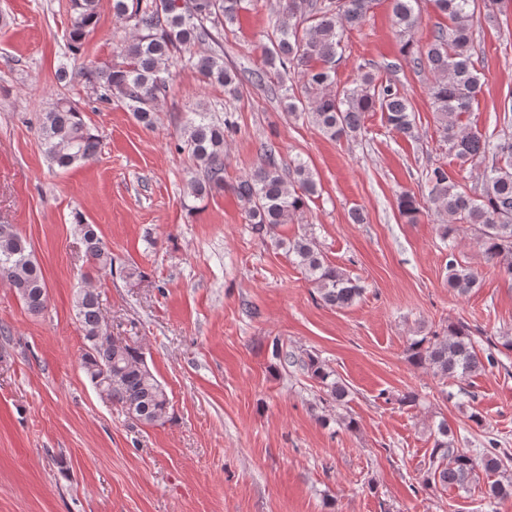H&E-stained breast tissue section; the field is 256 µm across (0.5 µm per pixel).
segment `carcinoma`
<instances>
[{
  "label": "carcinoma",
  "instance_id": "cac0c4a2",
  "mask_svg": "<svg viewBox=\"0 0 512 512\" xmlns=\"http://www.w3.org/2000/svg\"><path fill=\"white\" fill-rule=\"evenodd\" d=\"M244 0H112L113 16L134 22L136 33L124 47V61L87 72L88 82L100 89V99L116 95L135 118L146 126L154 124L157 101L166 91L173 61H182L205 80L237 92L236 74L224 65V56L196 52L194 46L214 40V32L233 25ZM373 0H284L281 17L267 35L266 64L279 78L288 111L305 116L329 138H355L364 129L366 114L383 112L388 125L399 135L413 140L419 132L409 99L397 84L377 80L370 72L360 75L355 86L336 90L338 48L344 31L362 23ZM396 35L402 54L415 56L417 65H426L433 75L429 88L437 131L448 153L459 165L480 167V192L469 195L458 189L448 165L428 171L429 202L440 216L448 237L468 227L476 232V245L487 261L512 279V116L503 113L506 131L492 137L462 122L481 92L480 76L473 61L474 19L478 0H432L449 24L434 31L426 50L417 47L413 32L419 0H392ZM72 28L69 48H79L87 34L102 19L99 0H71ZM300 75L305 99L296 96L287 84L288 71ZM237 132L234 123L220 121L209 112L191 113L183 132L182 148L188 150L203 170V178L190 182L191 194L201 198L212 190L224 189L227 137ZM39 137L52 165L68 169L94 159L100 139L91 132L80 109L66 98L58 99L42 114ZM242 203L254 234L265 237L282 224H291L318 193L317 182L308 163L299 156L288 162L283 173L280 151L272 141L261 143L260 164L247 177L229 185ZM400 215L415 224L421 212L415 196L403 194L398 201ZM85 254L99 275L113 271L112 252L92 224H81ZM292 254L327 306L346 308L363 293V288L344 271L328 264L309 235L288 242ZM448 287L461 295L478 284V274L461 265L448 253ZM0 277L8 283L26 308L40 313L47 306L48 292L40 267L32 259L30 245L8 224H0ZM75 307L86 349L81 367L92 384L112 404L138 421L161 426L168 418L169 399L164 387L147 367L143 354L120 336L99 342L106 333L102 321L100 295L81 289ZM487 348L478 349L466 324L450 323L443 332L413 340L409 345L414 364L426 366L441 378H466L498 365L493 349L512 350V336L486 335ZM333 401L346 396L345 386L330 379L331 373L316 359L308 363ZM512 462V453L494 441L470 450L455 445L448 424L438 426L423 487L441 485L465 488L481 469L496 474ZM488 497L512 499V480L488 484Z\"/></svg>",
  "mask_w": 512,
  "mask_h": 512
}]
</instances>
